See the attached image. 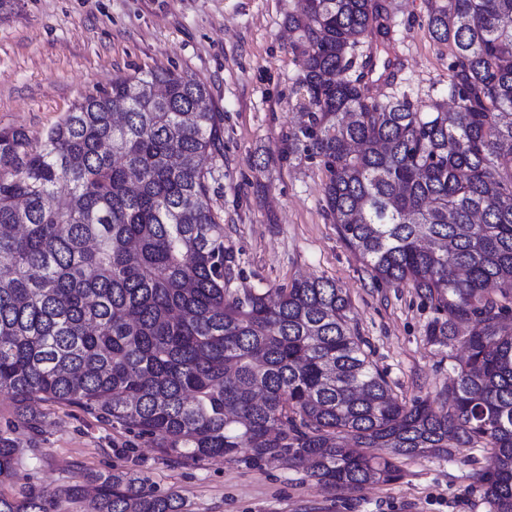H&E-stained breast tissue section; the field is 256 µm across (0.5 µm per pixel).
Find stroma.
<instances>
[{
  "mask_svg": "<svg viewBox=\"0 0 512 512\" xmlns=\"http://www.w3.org/2000/svg\"><path fill=\"white\" fill-rule=\"evenodd\" d=\"M385 5L397 76L372 79L371 96L449 103L450 51L429 33L427 0ZM296 7V0H17L0 20V128L23 130L36 146L75 103L116 78L153 69L202 81L221 114L224 146L205 164L224 244L240 272L235 287L335 281L394 394L438 401L452 371L424 337L432 309L412 285L375 283L324 211L320 160L288 154L300 125L286 22ZM24 410L39 417L38 431L25 427ZM24 410L0 396V433L19 448L15 476L0 486L7 496L33 490L56 497L86 474L131 468L155 492L179 494L191 512H487L478 491L491 464L484 448L452 460L403 459L397 480L342 491L299 465L173 462L151 442L74 406L38 400Z\"/></svg>",
  "mask_w": 512,
  "mask_h": 512,
  "instance_id": "1",
  "label": "stroma"
}]
</instances>
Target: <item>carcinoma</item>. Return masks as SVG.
<instances>
[{
    "label": "carcinoma",
    "mask_w": 512,
    "mask_h": 512,
    "mask_svg": "<svg viewBox=\"0 0 512 512\" xmlns=\"http://www.w3.org/2000/svg\"><path fill=\"white\" fill-rule=\"evenodd\" d=\"M428 2L450 111L369 96L377 68L393 77L374 46L381 0L288 14L306 117L288 152L320 159L327 217L375 281L410 282L433 309L426 341L465 350L440 405L393 396L335 282L231 287L201 164L220 115L203 82L170 70L83 97L36 149L0 130V394L77 406L167 457L304 465L347 491L396 480L399 458L488 448L482 499L512 512V0ZM17 452L1 433L0 484ZM62 493L94 512H188L131 469ZM54 505L0 494V512Z\"/></svg>",
    "instance_id": "carcinoma-1"
}]
</instances>
